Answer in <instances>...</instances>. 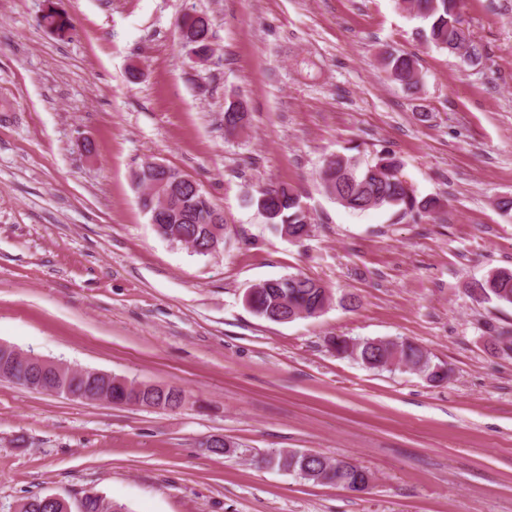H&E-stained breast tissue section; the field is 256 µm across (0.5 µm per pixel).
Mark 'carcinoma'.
I'll use <instances>...</instances> for the list:
<instances>
[{"instance_id": "1", "label": "carcinoma", "mask_w": 512, "mask_h": 512, "mask_svg": "<svg viewBox=\"0 0 512 512\" xmlns=\"http://www.w3.org/2000/svg\"><path fill=\"white\" fill-rule=\"evenodd\" d=\"M462 0H397L400 10L427 22L418 31L421 44L426 50L447 51L457 54L469 65L482 59V52L461 20ZM44 27L62 33L70 26V18L53 8L44 12L39 20ZM179 38L199 53L212 52L209 43L210 19L205 14L186 13L177 24ZM381 66L387 78L403 89L416 92L422 86V74L417 55L406 52H387L381 58ZM248 108L241 99L231 100L224 106V131L234 135L246 128ZM319 179L326 192L343 207L352 211H366L383 207H397L403 214L424 218L434 215L441 207L440 201L431 197H419L406 185L403 163L389 151L366 166L355 157L332 155L324 159ZM148 178L141 179L139 203L147 215L159 208L158 198L144 189ZM253 202L264 214L267 222L280 233L288 234L294 241L310 236L312 218L300 202L298 192L284 183L269 184L260 188ZM222 225L220 211L200 191L187 198L184 208L172 216L164 234L187 236L202 247H223L224 237L216 236ZM471 295L482 301H495L512 305V271L500 270L470 288ZM332 292L323 283L302 274L288 275L256 284L248 295L247 305L259 317L272 322L286 318H310L320 315L330 306ZM328 345L336 353L358 360L371 369L390 370L407 368L419 371L432 382L448 379V369L432 361L430 353L409 339L375 340L354 342L344 336H331ZM11 367L17 376H41V371L23 365L15 357V348L0 347V365ZM98 389L112 395V403L138 402L145 407L177 408L179 401L128 379L112 378ZM261 463L292 471L301 478L315 483H330L345 490H366L372 474L358 464L344 458L330 460L311 451L288 449L272 451L261 458ZM84 512H128L120 504L93 494L83 503ZM20 512H65L62 506L43 503V498L28 499L20 505Z\"/></svg>"}]
</instances>
